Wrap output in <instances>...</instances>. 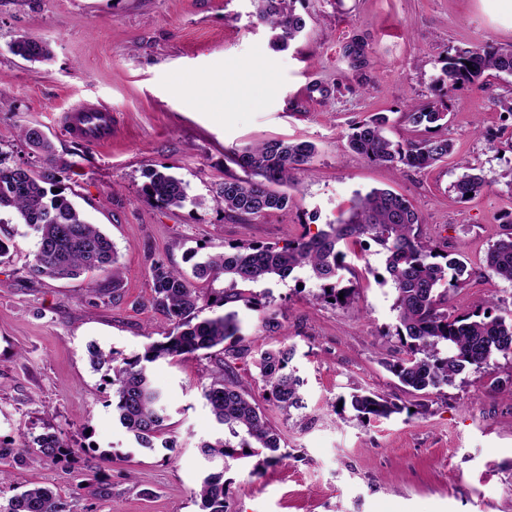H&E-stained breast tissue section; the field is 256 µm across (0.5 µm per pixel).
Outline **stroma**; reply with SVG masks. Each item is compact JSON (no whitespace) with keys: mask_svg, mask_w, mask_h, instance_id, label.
Instances as JSON below:
<instances>
[{"mask_svg":"<svg viewBox=\"0 0 512 512\" xmlns=\"http://www.w3.org/2000/svg\"><path fill=\"white\" fill-rule=\"evenodd\" d=\"M308 23L285 50L254 16L253 0H0V162L40 168L21 127L41 128L56 156L74 161L71 200L113 241L122 267L75 280L35 279L28 266L37 236L11 212L13 235L0 258V503L17 487L46 486L72 512H199L193 493L207 464L199 445L220 431L201 398L215 360L190 355L153 365L169 399L166 438L146 449L112 414L104 370L87 348L131 357L171 328L149 305L154 264L192 274L226 243L285 246L336 221L357 194L388 188L417 208L425 235L462 253L471 271L452 308L497 299L512 317V284L484 264L512 212V119L496 101L512 96V76H488L448 100L439 135L453 158L423 170L384 166L351 151L346 137L373 113L389 117L392 141L418 139L408 105L429 99L447 50L512 46L507 0H298ZM48 43L49 59L14 51L21 37ZM364 41L366 61L346 46ZM239 82L225 87V75ZM79 104L112 112V139L99 147L68 137L60 117ZM272 139L312 142L310 171L296 175V203L248 223L215 197L241 170L228 158ZM480 167L489 187L460 200L451 190L456 159ZM171 167L188 204L164 208L142 188L152 169ZM342 270L355 303L332 305L305 270L245 285L243 345L235 374L263 404L289 457L254 476L224 474L231 512H512V396L492 383L512 377V358L470 371L427 396L409 393L385 366L399 341L395 293L378 246H353ZM295 347L304 406L283 414L266 404L254 353ZM369 390L399 399L387 419L356 417L346 401ZM54 429L74 448L67 461H23L20 434Z\"/></svg>","mask_w":512,"mask_h":512,"instance_id":"1","label":"stroma"}]
</instances>
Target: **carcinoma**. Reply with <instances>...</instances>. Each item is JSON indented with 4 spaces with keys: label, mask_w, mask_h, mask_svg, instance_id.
Segmentation results:
<instances>
[{
    "label": "carcinoma",
    "mask_w": 512,
    "mask_h": 512,
    "mask_svg": "<svg viewBox=\"0 0 512 512\" xmlns=\"http://www.w3.org/2000/svg\"><path fill=\"white\" fill-rule=\"evenodd\" d=\"M297 0H254L255 18L273 31V43L287 47L307 26L306 17L296 8ZM16 52L30 61L50 56L43 42L25 37L16 43ZM512 74V47L486 44L474 49H457L441 59L433 97L404 113L407 123L427 132L448 122V97L465 84L476 85L489 73ZM389 119L375 113L352 127L348 147L379 165L402 164L425 169L448 159L453 145L444 136H429L405 146L387 136ZM20 138L44 156V164L29 167L0 163V211L14 212L21 223L37 234V249L30 272L38 278L76 279L93 271H112V288L119 287L118 252L112 240L98 226L88 223L59 188L74 163L58 158L46 136L28 126ZM316 147L308 141L271 140L251 148L231 151V160L244 172L220 185L215 202L224 213L239 219L255 220L295 203L284 188L294 184L295 173L311 170ZM462 175L452 184L461 200L488 187L482 170L461 160ZM145 177L144 196L166 207L180 208L189 199L186 183L166 170H151ZM364 239L380 246L385 254V271L395 290L397 336L403 352L386 363L399 382L414 392L429 391L453 383L470 368H487L496 357H512V319L495 314L497 304L487 301L470 311L448 308L449 294L460 288L467 272L464 260L440 249L420 230L414 205L389 189H373L357 195L350 208L335 222L311 235L304 233L288 245L240 242L224 252L208 255L193 267V278L162 263L152 268V304L164 311L172 328L160 341L149 343L144 352L123 357L117 351H103L91 344L89 359L94 369L110 364L112 410L120 425L138 445L152 447V439L167 428V401L155 385L150 365L176 357L204 353L219 347L232 357H244L249 349L241 341L237 314L225 312L202 318L205 307H223L245 299L238 286L272 277L282 280L306 269L330 292L325 300L353 302L354 286L342 285L340 270L347 253L344 248ZM484 262L501 280L512 283V225L487 251ZM223 277L229 288L214 299L204 300L195 280L215 281ZM295 348L280 347L260 352L254 361L265 385L266 400L287 414L303 407L302 381L290 369ZM202 398L216 423L227 429L221 436L200 445L210 464L222 470L209 473L194 496L203 512H230L224 471L230 462L257 458L251 474L288 458L281 451L282 435L270 425L264 411L226 361L217 364L211 380L202 387ZM352 410L359 418H389L403 411L389 396L375 392L354 393ZM25 448L35 449L33 460L52 463L69 456L71 448L55 431L28 437L21 435ZM0 512H71L50 488L27 487L0 505Z\"/></svg>",
    "instance_id": "obj_1"
}]
</instances>
